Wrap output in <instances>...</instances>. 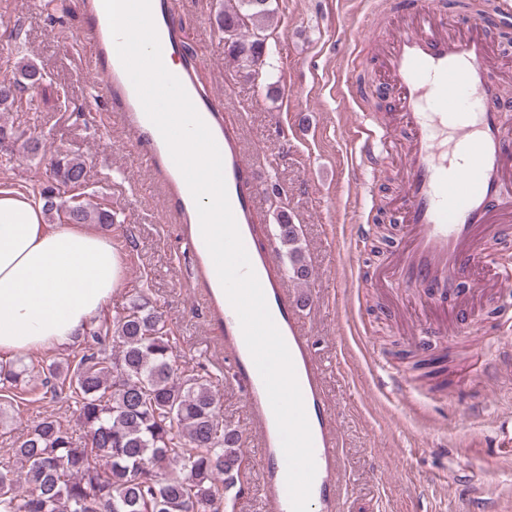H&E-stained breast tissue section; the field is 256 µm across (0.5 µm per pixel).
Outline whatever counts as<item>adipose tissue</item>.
<instances>
[{"instance_id":"ef3b65f1","label":"adipose tissue","mask_w":512,"mask_h":512,"mask_svg":"<svg viewBox=\"0 0 512 512\" xmlns=\"http://www.w3.org/2000/svg\"><path fill=\"white\" fill-rule=\"evenodd\" d=\"M111 239L76 224L48 226L43 206L0 190V358L71 342L122 285Z\"/></svg>"}]
</instances>
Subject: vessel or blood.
I'll return each mask as SVG.
<instances>
[{"label":"vessel or blood","instance_id":"obj_1","mask_svg":"<svg viewBox=\"0 0 512 512\" xmlns=\"http://www.w3.org/2000/svg\"><path fill=\"white\" fill-rule=\"evenodd\" d=\"M408 19L383 38L386 80L382 95L391 99L410 133L401 170L400 219L410 225L409 247L401 248L391 274L397 286L418 285L431 300H445L467 262L489 266L498 255L480 244L478 232L488 224L512 221V124L487 107L495 86L487 76L489 42L484 15H464L466 32L450 34L440 0H403ZM179 0H152L151 12L163 51L176 49L171 24ZM87 24L75 36L90 50L81 64L97 77L95 94L110 100L124 125L146 132V154L166 176L169 206L178 209L187 241L208 290L213 320L224 328V348L233 377L259 439L264 468L261 496L265 512H291L286 487V460L263 380L244 342L238 316L219 282L199 228L189 188L171 158L160 132L147 118L124 70L112 39L102 0H87ZM195 108L212 132L224 157L228 197L242 241L264 291L274 322L293 359L310 425L316 476L309 512H345L343 460L336 413L326 400L316 353L301 316L289 299L288 280L274 269L277 249L262 236L254 205L261 183L248 161L240 133L227 127L215 95L200 92L190 67L176 72ZM362 168L372 169L396 145L390 130L360 116L353 128Z\"/></svg>","mask_w":512,"mask_h":512}]
</instances>
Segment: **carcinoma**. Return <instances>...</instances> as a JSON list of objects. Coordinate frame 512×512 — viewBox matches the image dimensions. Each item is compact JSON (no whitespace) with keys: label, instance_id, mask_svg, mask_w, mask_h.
Here are the masks:
<instances>
[{"label":"carcinoma","instance_id":"obj_1","mask_svg":"<svg viewBox=\"0 0 512 512\" xmlns=\"http://www.w3.org/2000/svg\"><path fill=\"white\" fill-rule=\"evenodd\" d=\"M268 4L240 0L220 13L230 56L265 64V39H245L241 30L268 15ZM43 80L33 64L19 63L0 112L19 107ZM85 168L81 158L56 155L39 192L44 212L61 223L109 226L112 210L59 200L60 187L82 186ZM277 236L288 248L289 273L307 280L297 225L282 220ZM36 392L40 400L72 401L82 433L48 415L13 441L0 461V512H221L224 486L241 468V435L224 424L208 371L176 364L166 322L145 296L122 316L92 322L70 358L45 366L0 361V405ZM99 457L107 468L97 466Z\"/></svg>","mask_w":512,"mask_h":512}]
</instances>
